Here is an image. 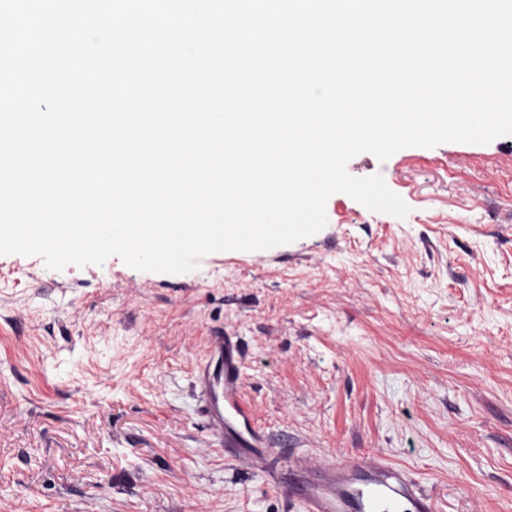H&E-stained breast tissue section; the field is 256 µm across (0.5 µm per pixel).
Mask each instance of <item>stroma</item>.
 Segmentation results:
<instances>
[{"label": "stroma", "instance_id": "stroma-1", "mask_svg": "<svg viewBox=\"0 0 512 512\" xmlns=\"http://www.w3.org/2000/svg\"><path fill=\"white\" fill-rule=\"evenodd\" d=\"M409 206L344 193L296 242L183 274L0 255V512H303L289 472L381 456L433 512H512V136L364 152ZM224 336L265 466L210 430Z\"/></svg>", "mask_w": 512, "mask_h": 512}]
</instances>
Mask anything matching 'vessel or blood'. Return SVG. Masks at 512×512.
Returning <instances> with one entry per match:
<instances>
[{
    "label": "vessel or blood",
    "mask_w": 512,
    "mask_h": 512,
    "mask_svg": "<svg viewBox=\"0 0 512 512\" xmlns=\"http://www.w3.org/2000/svg\"><path fill=\"white\" fill-rule=\"evenodd\" d=\"M240 352L220 338L210 364L200 368L196 382L204 398V412L225 448L248 446V459L263 462L261 444L250 425V413L240 396ZM306 512H432L429 497L411 476L384 458H330L306 468L296 488Z\"/></svg>",
    "instance_id": "1"
}]
</instances>
